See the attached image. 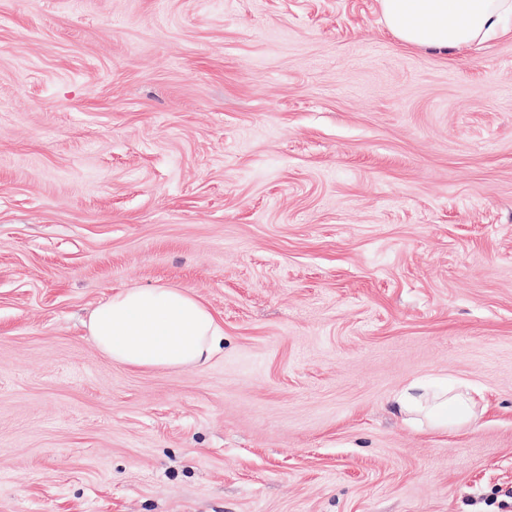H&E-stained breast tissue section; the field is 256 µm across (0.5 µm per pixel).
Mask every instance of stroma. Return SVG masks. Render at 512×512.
Wrapping results in <instances>:
<instances>
[{"label": "stroma", "mask_w": 512, "mask_h": 512, "mask_svg": "<svg viewBox=\"0 0 512 512\" xmlns=\"http://www.w3.org/2000/svg\"><path fill=\"white\" fill-rule=\"evenodd\" d=\"M208 362H112L126 288ZM445 376L477 420L394 399ZM512 35L402 44L378 0H0V512H502ZM112 362L183 369L208 361L224 340L213 312L189 288H129L101 301L87 325Z\"/></svg>", "instance_id": "stroma-1"}]
</instances>
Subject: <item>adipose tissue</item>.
Listing matches in <instances>:
<instances>
[{"mask_svg":"<svg viewBox=\"0 0 512 512\" xmlns=\"http://www.w3.org/2000/svg\"><path fill=\"white\" fill-rule=\"evenodd\" d=\"M382 19L401 42L462 50L504 30L512 0H378ZM112 362L134 368L183 369L208 361L224 339L213 312L191 289L129 288L101 301L87 325ZM410 421L463 426L476 418L468 392L444 379L412 383L397 398Z\"/></svg>","mask_w":512,"mask_h":512,"instance_id":"1","label":"adipose tissue"}]
</instances>
